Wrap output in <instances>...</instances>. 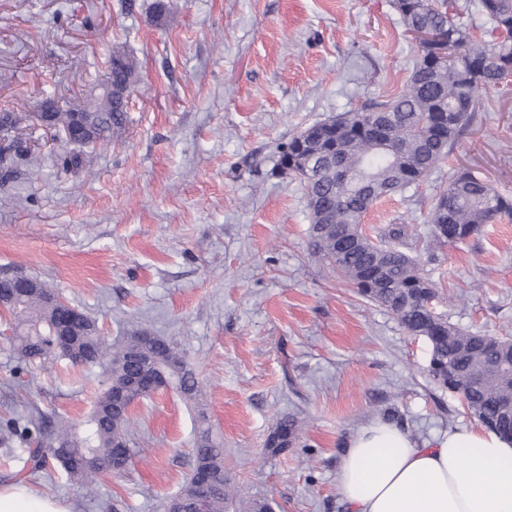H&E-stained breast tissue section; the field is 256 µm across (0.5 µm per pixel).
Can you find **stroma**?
<instances>
[{
	"mask_svg": "<svg viewBox=\"0 0 512 512\" xmlns=\"http://www.w3.org/2000/svg\"><path fill=\"white\" fill-rule=\"evenodd\" d=\"M0 0V112H16L46 156L0 175V277L46 282L94 317L103 336L174 341L194 367L224 478L272 512H346L337 472L346 440L390 416L430 441L477 421L427 376L429 347L359 296L312 250L300 183L278 146L337 114L398 93L417 58L394 0ZM139 79L123 135L90 171L53 159L36 128L44 100L71 101L113 50ZM466 168L512 198V92L488 96L453 153L364 215L370 234L413 229L410 252L438 287L435 312L473 332L512 336V221L429 248L441 186ZM13 331L0 315V419L34 404L79 422L100 373L34 365L10 388ZM299 422L284 454L265 447L280 418ZM130 469L95 493L59 468L29 481L69 512H162L193 468L195 416L170 392L134 410Z\"/></svg>",
	"mask_w": 512,
	"mask_h": 512,
	"instance_id": "obj_1",
	"label": "stroma"
}]
</instances>
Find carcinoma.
<instances>
[{
	"mask_svg": "<svg viewBox=\"0 0 512 512\" xmlns=\"http://www.w3.org/2000/svg\"><path fill=\"white\" fill-rule=\"evenodd\" d=\"M407 30H442L453 51L446 60H430L425 45L411 76L396 95L360 110L340 113L313 125L279 146V165L303 187L310 218L313 251L326 259L367 301L392 314L413 336L430 346L428 377L443 391L461 393L468 411L488 429L512 439V378L495 370L512 364V340L460 329L431 307L436 284L419 261L404 250L409 237L405 224H391L377 238L360 228L363 213L381 198L400 192L427 176L447 158L480 110L482 97L508 93L512 77V0H479L492 40L475 39L458 22L456 5L448 0H394ZM134 61L116 50L107 61L101 82L112 84V98L90 91L65 104H50L56 123L64 127L74 113L93 129V140L63 143L69 150L56 162L66 171L89 166L85 149L105 147L126 129L131 91L137 82ZM386 120L393 151L374 146L372 127ZM337 154L349 178L323 171L312 179L306 172L311 157ZM512 220V199L495 192L468 169H459L436 195L428 214L431 245L464 242L479 236L487 224ZM64 298L39 281L23 291L20 304L7 306L16 334L11 348L17 358L13 378L21 380L35 363L68 361L73 366L99 367L98 394L86 420L77 424L54 419L31 405L27 411L0 423V445L11 453L13 440L25 444V467L41 473L57 463L66 478L85 489L112 472L115 446L135 454L131 438L133 415H112V394L126 387L143 370L157 373L158 356L180 360L177 393L197 408L193 464L205 463L224 474V449L213 438L202 403V387L185 354L172 341L139 332L110 343L95 319L84 314L71 325L72 348H56L66 320ZM297 431L293 418L281 419L267 438L275 454L288 451ZM185 512H225L237 497L229 484L217 485L198 500L199 491L186 479L177 492Z\"/></svg>",
	"mask_w": 512,
	"mask_h": 512,
	"instance_id": "1",
	"label": "carcinoma"
}]
</instances>
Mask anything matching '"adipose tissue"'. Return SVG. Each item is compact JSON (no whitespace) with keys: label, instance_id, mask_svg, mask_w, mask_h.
Returning a JSON list of instances; mask_svg holds the SVG:
<instances>
[{"label":"adipose tissue","instance_id":"1","mask_svg":"<svg viewBox=\"0 0 512 512\" xmlns=\"http://www.w3.org/2000/svg\"><path fill=\"white\" fill-rule=\"evenodd\" d=\"M337 484L347 512H512V440L462 427L428 442L374 418L348 441ZM0 512H69L21 485L0 488Z\"/></svg>","mask_w":512,"mask_h":512}]
</instances>
